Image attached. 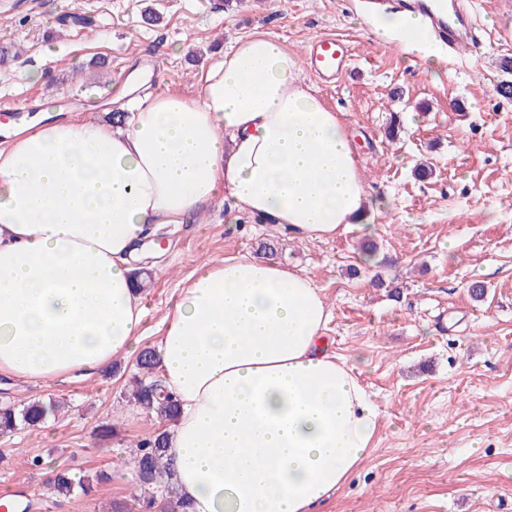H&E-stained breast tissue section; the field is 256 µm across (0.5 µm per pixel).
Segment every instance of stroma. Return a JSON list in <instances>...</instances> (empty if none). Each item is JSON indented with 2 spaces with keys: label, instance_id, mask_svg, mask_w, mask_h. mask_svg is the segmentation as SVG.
<instances>
[{
  "label": "stroma",
  "instance_id": "obj_1",
  "mask_svg": "<svg viewBox=\"0 0 512 512\" xmlns=\"http://www.w3.org/2000/svg\"><path fill=\"white\" fill-rule=\"evenodd\" d=\"M487 33L481 56L443 53L436 74L382 42L350 0H0V112L23 127L60 121L97 92L111 121L122 84L188 91L236 41L264 32L302 56L309 39L347 40L355 59L336 84L299 70L302 85L353 139L372 227L323 241L292 237L216 197L193 222L156 231L171 248L141 294V347L152 349L179 284L203 262L259 258L307 276L324 294L330 350L356 367L381 414L374 450L320 512H512V0H473ZM400 129L395 141L383 131ZM432 164L425 180L420 163ZM377 245L375 256L360 245ZM481 283L482 298L469 287ZM136 359L73 382L0 379V404L57 400L39 428L0 435V493L25 512H111L131 497L132 446L164 425L130 399ZM111 427L110 436L100 434ZM43 466H32L34 458ZM107 481L55 498L51 467Z\"/></svg>",
  "mask_w": 512,
  "mask_h": 512
}]
</instances>
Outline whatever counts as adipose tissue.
I'll use <instances>...</instances> for the list:
<instances>
[{"mask_svg": "<svg viewBox=\"0 0 512 512\" xmlns=\"http://www.w3.org/2000/svg\"><path fill=\"white\" fill-rule=\"evenodd\" d=\"M257 32L191 93L144 92L124 127L30 123L0 149V373L91 374L136 353L142 241L224 194L321 241L367 221L344 126ZM331 312L304 275L251 257L201 265L163 319L166 437L189 512H317L372 451L380 411L328 352Z\"/></svg>", "mask_w": 512, "mask_h": 512, "instance_id": "ef3b65f1", "label": "adipose tissue"}]
</instances>
